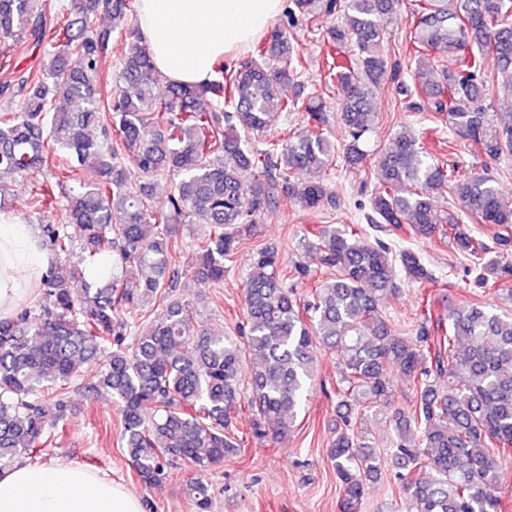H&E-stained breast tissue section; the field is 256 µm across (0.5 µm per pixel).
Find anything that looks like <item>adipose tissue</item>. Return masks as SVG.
I'll return each instance as SVG.
<instances>
[{
    "instance_id": "adipose-tissue-1",
    "label": "adipose tissue",
    "mask_w": 512,
    "mask_h": 512,
    "mask_svg": "<svg viewBox=\"0 0 512 512\" xmlns=\"http://www.w3.org/2000/svg\"><path fill=\"white\" fill-rule=\"evenodd\" d=\"M284 0H139L137 28L157 71L201 83L215 65L246 52L280 14ZM54 260L38 227L0 213V319L11 317ZM0 512H143L140 499L111 478L58 459L19 463L0 473Z\"/></svg>"
}]
</instances>
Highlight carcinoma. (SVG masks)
<instances>
[{"label":"carcinoma","instance_id":"carcinoma-1","mask_svg":"<svg viewBox=\"0 0 512 512\" xmlns=\"http://www.w3.org/2000/svg\"><path fill=\"white\" fill-rule=\"evenodd\" d=\"M400 0H291L288 24L272 28L239 63L220 62L200 84L166 83L137 30L119 60L113 87L102 90L99 61L118 23L136 15L137 0H71L62 21L49 0H0V40L48 45L39 66L20 69L0 51V174L22 178L59 149L71 164L55 182L32 184L31 200L61 194L58 222L41 225L56 256L112 257V278L88 282L75 270L53 273L38 285V308L0 320V470L52 441L70 406L80 369L101 363L88 392L105 393L121 413V438L138 480L158 484L178 459L194 477L186 484L198 512H209L201 473L237 455L232 412L246 404L253 436L273 439L291 430L314 377L322 349L342 354L336 383L343 427L329 448L341 494V512H359L365 482L391 474L407 512H504L501 459L512 455V311L473 299L434 312L408 327L384 313L381 300L398 291L397 271L421 285L435 282L420 255L397 256L380 238L365 240L353 224L317 226L302 246L333 272L309 295L298 285L311 271L294 264L296 283L280 274L278 251H256L245 293L243 341L195 325L176 297L182 275L201 286L224 283L225 264L251 236L253 224L280 203L278 189L307 210L336 206L328 184L305 175L332 165L329 127L346 133L344 163L377 168L370 229L406 227L432 239L439 226L455 251L477 265L476 283H512V196L486 172L461 174L421 150L403 127L390 143L369 149L376 125V93L396 83L406 108L448 118L464 149L492 162L512 156V115L501 123L491 103H512V0H417L409 42L415 68L409 84L396 82L398 61L384 49L386 24ZM106 13L108 28L94 18ZM340 15L327 32L324 88L303 94L304 59L290 29L316 35L324 18ZM496 72H485L486 56ZM299 92L283 96L285 87ZM343 90L336 112L326 97ZM231 110H226V107ZM302 112L306 125L282 143L256 149L276 112ZM130 153L138 176L128 175ZM86 169L78 188L74 168ZM255 172L246 184L242 173ZM172 176L158 202L142 179ZM448 188L454 209L441 210L435 194ZM205 224L192 244L195 261L179 271L183 243L178 224ZM494 224L495 240L466 224ZM165 303L162 317L145 322L144 306ZM448 328H443V325ZM249 368L250 393L241 374ZM413 385L414 400L394 406L390 370ZM363 408L391 412L394 435L377 450L357 432Z\"/></svg>","mask_w":512,"mask_h":512}]
</instances>
